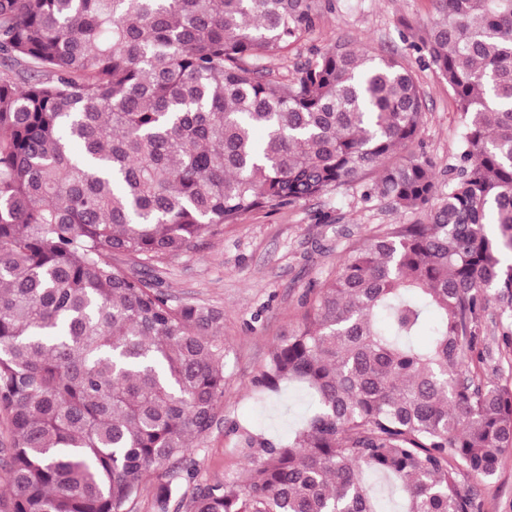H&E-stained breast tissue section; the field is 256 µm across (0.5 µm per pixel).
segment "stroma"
I'll return each instance as SVG.
<instances>
[{
    "label": "stroma",
    "mask_w": 512,
    "mask_h": 512,
    "mask_svg": "<svg viewBox=\"0 0 512 512\" xmlns=\"http://www.w3.org/2000/svg\"><path fill=\"white\" fill-rule=\"evenodd\" d=\"M318 27L283 61L295 69L334 40L367 44L400 58L424 92V116L412 150L435 165L439 184H447L456 164L460 118L441 76L420 60L413 35L434 14L432 0H323ZM423 212L394 210L387 199L363 201L357 187H342L277 209L250 213L225 225L196 250L157 270L161 287L173 303H195L224 312V404L210 432L195 444L189 464L195 486L221 484L247 465L234 449L231 424L268 437H287L309 412L308 397L289 390L280 398L256 403L250 384L281 336L299 321L309 288L334 271L340 255L362 245L383 224L426 222ZM475 493L481 512H512V453L492 478L470 473L458 477Z\"/></svg>",
    "instance_id": "35a3bbf8"
}]
</instances>
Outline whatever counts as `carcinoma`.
<instances>
[{"label": "carcinoma", "mask_w": 512, "mask_h": 512, "mask_svg": "<svg viewBox=\"0 0 512 512\" xmlns=\"http://www.w3.org/2000/svg\"><path fill=\"white\" fill-rule=\"evenodd\" d=\"M434 2L413 47L461 121L436 206L433 162L399 156L424 113L401 60L339 40L267 66L320 0H0V512H125L187 461L223 404L224 312L142 271L354 185L428 222L309 289L251 392L294 386L311 411L286 439L234 425L247 467L190 512H476L459 474L512 449L479 330L489 291L512 313V0ZM179 498L159 480L156 512ZM158 483L157 474L145 478L140 495L128 506L130 512H154L153 500Z\"/></svg>", "instance_id": "1"}]
</instances>
